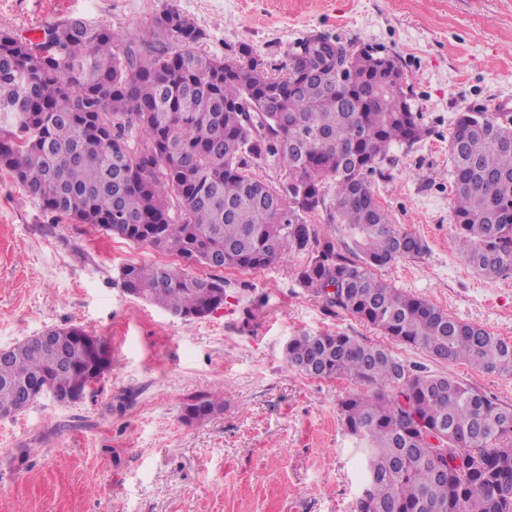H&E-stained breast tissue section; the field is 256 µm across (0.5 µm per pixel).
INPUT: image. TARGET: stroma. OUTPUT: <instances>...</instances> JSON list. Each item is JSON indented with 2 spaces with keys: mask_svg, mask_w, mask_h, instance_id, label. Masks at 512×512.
Segmentation results:
<instances>
[{
  "mask_svg": "<svg viewBox=\"0 0 512 512\" xmlns=\"http://www.w3.org/2000/svg\"><path fill=\"white\" fill-rule=\"evenodd\" d=\"M170 5L218 57L247 48L277 67L316 34L394 55L430 133L392 147L371 185L428 250L377 275L512 339V276L486 278L457 253L448 152L458 113L512 108V0H0V28L80 18L149 41ZM132 262L179 259L46 211L0 167V348L74 325L112 354L80 401L45 396L0 418V512H351L362 472L338 402L353 386L289 367L285 346L302 331L384 344L512 405V376L433 359L301 288L303 255L224 270L223 310L192 320L124 293ZM217 390L222 413L183 419L192 397Z\"/></svg>",
  "mask_w": 512,
  "mask_h": 512,
  "instance_id": "35a3bbf8",
  "label": "stroma"
}]
</instances>
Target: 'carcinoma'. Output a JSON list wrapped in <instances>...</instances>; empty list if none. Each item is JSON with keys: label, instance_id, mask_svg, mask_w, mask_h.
Listing matches in <instances>:
<instances>
[{"label": "carcinoma", "instance_id": "obj_1", "mask_svg": "<svg viewBox=\"0 0 512 512\" xmlns=\"http://www.w3.org/2000/svg\"><path fill=\"white\" fill-rule=\"evenodd\" d=\"M152 28L155 40L141 44L71 19L36 46L1 29L0 167L48 211L190 265L251 271L305 254L297 281L328 306L435 359L512 375L511 340L375 274L427 251L392 224L371 189L391 147L428 134L396 58L308 36L273 74L248 49L224 58L200 51L204 33L173 8ZM448 151L457 251L487 276H508L512 113H459ZM268 158L288 171L277 187L252 172ZM317 212L332 231L308 222ZM121 286L185 318L224 305V278L180 266L128 263ZM285 356L309 377L358 387L339 401L363 464L353 512H512L511 407L345 333L302 332ZM93 370L104 372L88 344L14 345L0 361V417L37 401L26 385L83 392ZM223 411L220 391L191 399L183 417ZM438 429L469 458L466 468L444 467L423 441Z\"/></svg>", "mask_w": 512, "mask_h": 512}]
</instances>
